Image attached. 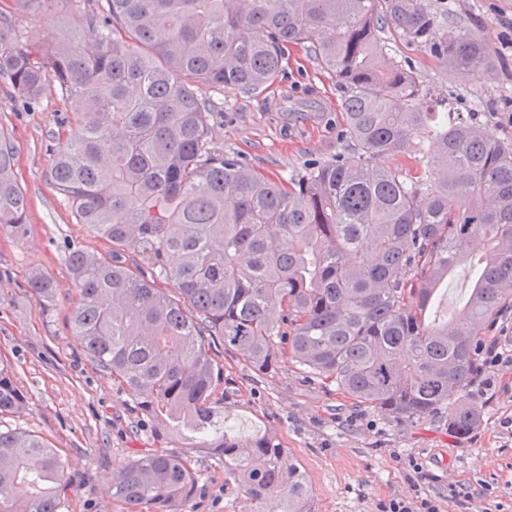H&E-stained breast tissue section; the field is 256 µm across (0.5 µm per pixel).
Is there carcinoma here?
<instances>
[{
    "label": "carcinoma",
    "instance_id": "carcinoma-1",
    "mask_svg": "<svg viewBox=\"0 0 512 512\" xmlns=\"http://www.w3.org/2000/svg\"><path fill=\"white\" fill-rule=\"evenodd\" d=\"M14 2L34 14L83 0ZM83 13L99 31L91 50L73 29L33 42L0 11V77L27 101L54 81L72 106L71 150L51 176L112 251L68 254L70 328L139 411L224 460L256 512H307L310 491L272 435H224L214 338L260 373L285 357L359 406L417 420L444 409L453 436L476 430L482 413L462 396L486 333L512 310V139L493 138L469 112L436 123L383 39L392 32L455 77L490 73L489 45L450 24L448 0H96ZM304 43L336 78L350 156L277 182L214 149L197 89L263 90L287 47ZM427 122L423 175L377 164L416 150L414 130ZM15 155L1 130L0 233L19 239L29 204ZM466 265L468 297L452 325L438 324L429 311L439 288ZM28 286L55 307L50 277ZM26 406L0 357V414ZM68 482L45 439L0 429V512H59ZM196 490L191 457L164 449L112 482L125 512H178Z\"/></svg>",
    "mask_w": 512,
    "mask_h": 512
}]
</instances>
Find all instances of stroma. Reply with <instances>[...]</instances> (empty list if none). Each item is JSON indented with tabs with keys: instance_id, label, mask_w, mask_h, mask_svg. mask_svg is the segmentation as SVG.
Instances as JSON below:
<instances>
[{
	"instance_id": "1",
	"label": "stroma",
	"mask_w": 512,
	"mask_h": 512,
	"mask_svg": "<svg viewBox=\"0 0 512 512\" xmlns=\"http://www.w3.org/2000/svg\"><path fill=\"white\" fill-rule=\"evenodd\" d=\"M448 10L493 49L494 76L446 75L426 53L390 36L386 51L413 69L424 88L442 91L444 107L466 112L485 104L480 123L491 136L512 139V0H448ZM20 24L33 40L70 28L83 29L90 41L97 36L80 13L66 8L22 14ZM198 94L214 106V146L267 177L294 178L347 151L336 81L307 47L290 46L280 75L262 92L202 86ZM71 112L57 84L30 106L0 84V129L15 143L16 179L30 201L27 236L0 234V353L27 397L26 411L0 415V427L59 448L72 478L60 492V512H124L112 496L113 477L157 448L193 457L201 491L185 512H255L223 462L158 436L133 395L113 384L69 329L77 298L69 251L105 255L111 249L80 223L50 174L54 157L68 148L61 124ZM37 272L50 276L57 290L49 314L29 292L28 280ZM471 279L470 270H456L438 292L433 317L452 320ZM488 340L502 360L485 368L466 392L484 419L463 440L449 435L443 414L397 419L355 406L334 384L288 360L275 372L258 374L218 339L211 344L220 368L215 397L226 428L241 437L269 432L300 464L318 512H380L393 498L433 499L440 512H512V311ZM469 486L479 495L465 508L458 493Z\"/></svg>"
}]
</instances>
